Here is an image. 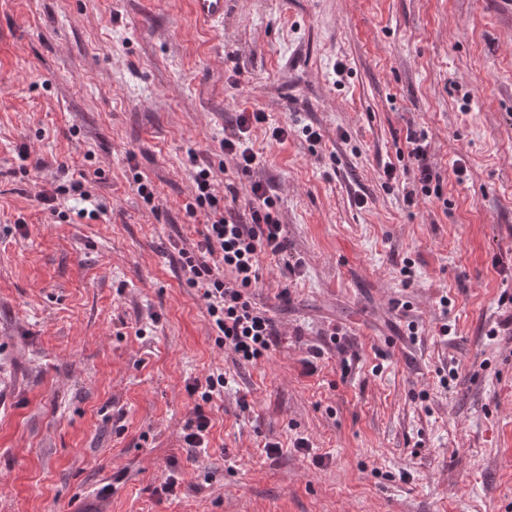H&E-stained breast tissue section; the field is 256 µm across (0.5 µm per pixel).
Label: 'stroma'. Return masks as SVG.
I'll list each match as a JSON object with an SVG mask.
<instances>
[{
    "instance_id": "1",
    "label": "stroma",
    "mask_w": 512,
    "mask_h": 512,
    "mask_svg": "<svg viewBox=\"0 0 512 512\" xmlns=\"http://www.w3.org/2000/svg\"><path fill=\"white\" fill-rule=\"evenodd\" d=\"M255 111L245 174L220 142ZM198 168L237 216L258 181L277 203L288 258L261 256L252 298L278 343L256 363L179 263ZM82 175L93 219L56 192ZM217 373L209 446L187 447L188 388ZM95 494L512 512V0H229L212 26L190 0H0V512Z\"/></svg>"
}]
</instances>
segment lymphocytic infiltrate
<instances>
[{"label": "lymphocytic infiltrate", "instance_id": "f902f5d3", "mask_svg": "<svg viewBox=\"0 0 512 512\" xmlns=\"http://www.w3.org/2000/svg\"><path fill=\"white\" fill-rule=\"evenodd\" d=\"M265 120V113L258 111L240 114L236 132L221 141L224 152L236 157L242 172H250L262 162L249 144L248 129L250 124ZM192 177L196 191L186 210L192 215L204 213L206 230L196 250H181L182 267L190 285L198 288L208 303L218 341L244 361L260 360L276 344L277 333L266 312L253 306L250 290L259 280L261 255L282 260L288 257V242L276 204L262 183H253L249 190V219L244 222L227 215L223 197L212 188L208 169L196 170ZM215 254L220 255L221 266L209 264V256ZM225 384L223 376L211 375L204 383L191 386V393L199 395L202 404L195 407L193 418L186 424L184 441L188 447H206L210 421L202 406L223 392Z\"/></svg>", "mask_w": 512, "mask_h": 512}]
</instances>
